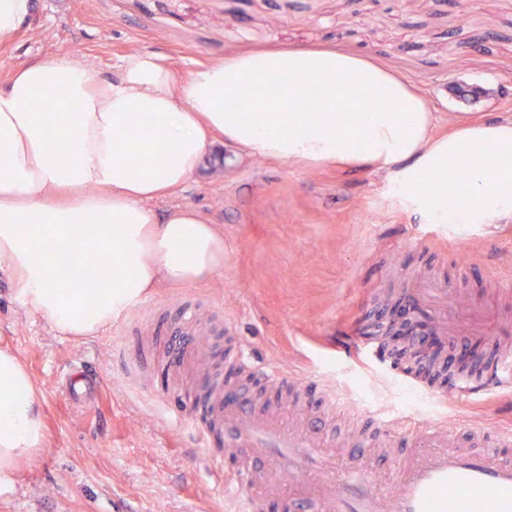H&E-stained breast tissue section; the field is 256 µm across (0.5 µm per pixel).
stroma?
I'll return each instance as SVG.
<instances>
[{
	"instance_id": "obj_1",
	"label": "stroma",
	"mask_w": 512,
	"mask_h": 512,
	"mask_svg": "<svg viewBox=\"0 0 512 512\" xmlns=\"http://www.w3.org/2000/svg\"><path fill=\"white\" fill-rule=\"evenodd\" d=\"M334 48L402 74L437 117L436 134L466 121L512 116V0H35L29 23L0 43V84L25 61L70 54L97 77L139 52L180 75L231 53ZM166 206L190 205L224 229V268L153 293L97 335L57 334L27 315L0 269V347L16 352L39 391L46 448L21 465L0 512H242L225 493L224 462L198 432L169 419L172 391L192 394L198 363L170 374L164 354L182 302L210 336L200 348L240 398L282 408L284 367L339 402L380 416L474 424L512 422V390L488 401H412L383 372L346 365L330 349L351 331L389 321L414 279L448 291L454 337L433 333L437 305L408 316L444 355L489 353L512 326V221L493 230L432 224L411 211L391 176L297 161H257L217 140ZM244 349L249 369L228 354ZM100 398L73 407L63 390L75 358ZM309 390L308 401L319 405Z\"/></svg>"
}]
</instances>
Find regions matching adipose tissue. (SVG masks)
I'll list each match as a JSON object with an SVG mask.
<instances>
[{
    "label": "adipose tissue",
    "mask_w": 512,
    "mask_h": 512,
    "mask_svg": "<svg viewBox=\"0 0 512 512\" xmlns=\"http://www.w3.org/2000/svg\"><path fill=\"white\" fill-rule=\"evenodd\" d=\"M282 77L277 95L259 92ZM339 102L308 111L301 99ZM250 96L253 113L239 111ZM435 114L402 77L339 49L230 54L178 76L156 52L94 77L71 55L34 58L0 84V265L23 308L69 337L95 335L164 284L194 285L224 267V233L190 205L158 201L200 167L217 137L253 157L336 162L395 175L435 224L512 219V117L432 137ZM465 170L463 191L443 184ZM108 272L95 289L60 283L56 258ZM41 399L18 355L0 348V495L45 448Z\"/></svg>",
    "instance_id": "obj_1"
}]
</instances>
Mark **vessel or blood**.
Returning a JSON list of instances; mask_svg holds the SVG:
<instances>
[{
	"instance_id": "vessel-or-blood-1",
	"label": "vessel or blood",
	"mask_w": 512,
	"mask_h": 512,
	"mask_svg": "<svg viewBox=\"0 0 512 512\" xmlns=\"http://www.w3.org/2000/svg\"><path fill=\"white\" fill-rule=\"evenodd\" d=\"M179 340L170 347L172 358L196 349L204 330L193 305L182 306L175 330ZM351 356L385 360V348L372 339H353ZM211 395V420L222 422L224 456L234 461L225 473V487L241 496L244 512H262L263 502L253 495L256 473L240 466V459L273 460L279 474L293 484L317 486L320 512H512V427L472 426L464 444L451 439L445 425L435 422L403 423L355 413L356 423L376 426L373 444L382 457L393 458L392 481L378 487L372 476L354 468L337 472L318 455L325 438L319 416L309 413L299 397H292L289 412L294 422L274 411L247 404L231 410L224 406L226 386L215 375L206 376ZM512 386V352L493 358L485 374L461 377L457 393L480 397Z\"/></svg>"
}]
</instances>
